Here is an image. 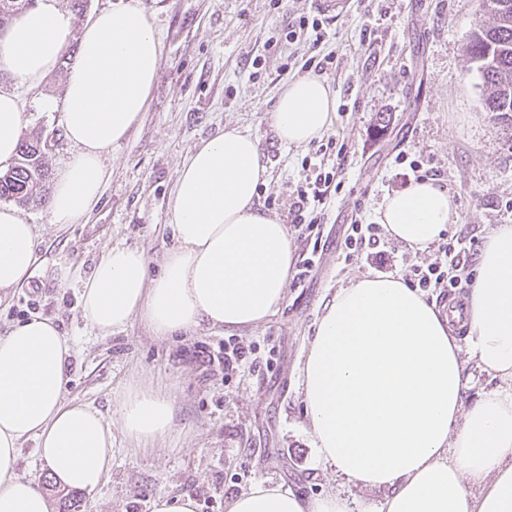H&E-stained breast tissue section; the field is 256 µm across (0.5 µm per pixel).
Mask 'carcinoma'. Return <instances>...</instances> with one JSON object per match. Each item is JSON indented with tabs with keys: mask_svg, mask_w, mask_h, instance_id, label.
<instances>
[{
	"mask_svg": "<svg viewBox=\"0 0 512 512\" xmlns=\"http://www.w3.org/2000/svg\"><path fill=\"white\" fill-rule=\"evenodd\" d=\"M32 0H0V30L28 9ZM492 23L479 22L471 32L467 53L477 64L484 87L485 111L497 120L512 121V0H482ZM46 149L39 135L25 139L14 165L0 171V199L19 205L46 201L49 175Z\"/></svg>",
	"mask_w": 512,
	"mask_h": 512,
	"instance_id": "cac0c4a2",
	"label": "carcinoma"
}]
</instances>
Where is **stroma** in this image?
<instances>
[{
  "label": "stroma",
  "instance_id": "obj_1",
  "mask_svg": "<svg viewBox=\"0 0 512 512\" xmlns=\"http://www.w3.org/2000/svg\"><path fill=\"white\" fill-rule=\"evenodd\" d=\"M162 44V60L141 122L106 156L112 171L100 205L80 223H46L45 205L21 207L38 232L26 284L0 304V332L9 325L51 319L72 345L66 399L85 402L113 420L126 385L151 384L175 399V427L164 440L135 445L117 436L104 484L82 495L78 512H151L163 495L190 494L196 512H226L241 491L277 484L309 497L343 496L349 512H375L386 492L350 484L319 464L300 391L299 369L314 327L341 288L379 270L343 246L352 216L375 220L383 199L414 182L397 154L438 169L453 196L458 221L447 235L482 244L500 224H512V140L483 108V87L466 44L479 0H351L329 23L319 51L333 54L325 80L336 97L330 135L346 153L343 187L327 200L320 245L293 239L294 256L314 257L305 283H289L283 306L263 323L231 332L200 328L159 340L139 320L103 336L80 313L82 284L109 248L143 250L150 273L175 247L169 205L179 170L193 147L235 127L256 137L268 179L256 203L280 222L301 178L309 147L283 145L272 114L281 89L298 71L281 72L268 41L288 21L314 15L311 0H137ZM372 26V43L360 41ZM66 60L34 90L0 72V88L16 90L29 122L26 135L51 137L49 171L77 148L63 128ZM261 69H254V59ZM274 203H267V196ZM252 350L253 363L233 373L212 357L229 338Z\"/></svg>",
  "mask_w": 512,
  "mask_h": 512
}]
</instances>
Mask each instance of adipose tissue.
<instances>
[{
  "label": "adipose tissue",
  "mask_w": 512,
  "mask_h": 512,
  "mask_svg": "<svg viewBox=\"0 0 512 512\" xmlns=\"http://www.w3.org/2000/svg\"><path fill=\"white\" fill-rule=\"evenodd\" d=\"M79 58L63 94L67 138L78 152L53 181L47 222L77 223L94 211L112 172L104 157L140 123L162 59L139 6L93 13L75 28L57 0H40L0 35V71L33 89L57 68L71 39ZM330 85L302 76L281 90L273 123L283 144L304 146L330 128ZM28 117L18 94L0 90V169L14 162ZM268 178L257 141L235 128L197 145L176 180L170 226L178 242L150 275L142 250L115 246L83 284L80 312L100 335L140 319L170 339L202 326L243 329L282 305L294 264L284 224L255 204ZM458 220L447 189L416 181L386 196L379 221L396 240L425 249ZM36 230L0 207V302L23 285ZM463 306L465 341L447 313L393 277L343 288L316 323L301 371L305 413L320 460L351 484L382 488L377 512H512V225H497L477 257ZM469 346L502 381L465 405L459 353ZM72 347L53 321L32 318L0 334V512H50L37 477L18 473L22 443L59 486L95 493L110 470L116 434L141 443L168 437L174 401L136 383L115 422L64 400ZM479 491H472L471 483ZM226 512H348L344 498H306L264 484Z\"/></svg>",
  "instance_id": "obj_1"
}]
</instances>
